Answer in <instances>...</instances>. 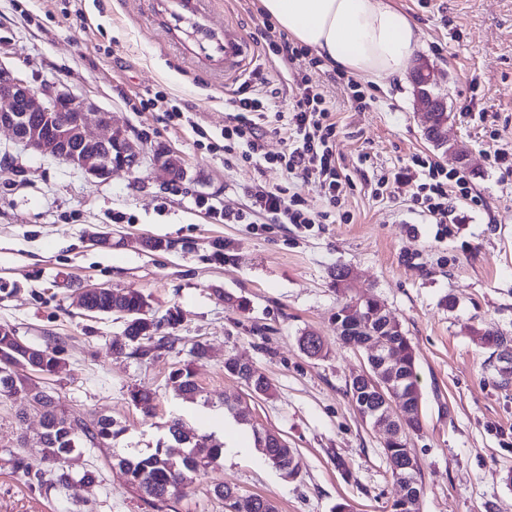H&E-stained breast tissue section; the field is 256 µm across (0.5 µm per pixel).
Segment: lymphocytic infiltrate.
Instances as JSON below:
<instances>
[{
    "instance_id": "obj_1",
    "label": "lymphocytic infiltrate",
    "mask_w": 512,
    "mask_h": 512,
    "mask_svg": "<svg viewBox=\"0 0 512 512\" xmlns=\"http://www.w3.org/2000/svg\"><path fill=\"white\" fill-rule=\"evenodd\" d=\"M272 51L291 65L296 93L283 111L273 110L268 95L256 89L225 97L224 162L256 167L273 162L284 168L288 181L272 190L255 188L249 210L234 215L205 198L199 204L219 223L249 224L254 214L262 213L271 216L275 223L307 228L326 223L332 217L350 183L336 166V125L331 120L326 96L295 68L296 62L308 58V49L285 39L273 45ZM272 120L280 122L288 140L287 152L277 157L265 153L263 145L262 129ZM402 181L415 183L414 206L442 226L448 221L452 201L478 200L463 172L445 168L420 155L413 156L395 175H377L374 193L392 195L394 185ZM304 185L316 189L326 204L325 210L316 212L309 208L300 192Z\"/></svg>"
}]
</instances>
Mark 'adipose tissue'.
Instances as JSON below:
<instances>
[{
	"instance_id": "ef3b65f1",
	"label": "adipose tissue",
	"mask_w": 512,
	"mask_h": 512,
	"mask_svg": "<svg viewBox=\"0 0 512 512\" xmlns=\"http://www.w3.org/2000/svg\"><path fill=\"white\" fill-rule=\"evenodd\" d=\"M328 64L368 78L404 76L421 37L390 0H260Z\"/></svg>"
}]
</instances>
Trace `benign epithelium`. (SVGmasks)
Here are the masks:
<instances>
[{"label":"benign epithelium","mask_w":512,"mask_h":512,"mask_svg":"<svg viewBox=\"0 0 512 512\" xmlns=\"http://www.w3.org/2000/svg\"><path fill=\"white\" fill-rule=\"evenodd\" d=\"M416 107L425 116L424 133L438 148L458 162L466 160L460 142L448 138L447 101L428 94L427 86L434 80V71L420 60L413 68ZM0 128L12 132L14 140L26 149L61 160L100 180L112 178L116 169L133 170L140 163L142 149L133 144L122 131L112 129L109 113L93 111L85 98L68 90L47 86L35 90L0 66ZM154 164L170 175L183 172L180 157L159 149L152 155ZM358 347L370 358L385 357V361L400 366L398 354L388 351V342L373 334L362 337ZM396 371L385 372L381 367L369 369L351 377L357 383H367L376 392L375 404L383 410L374 426L385 429V444L399 441L407 431L409 410L394 396L392 385Z\"/></svg>","instance_id":"obj_1"}]
</instances>
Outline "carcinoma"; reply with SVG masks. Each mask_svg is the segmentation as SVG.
I'll return each mask as SVG.
<instances>
[{
  "mask_svg": "<svg viewBox=\"0 0 512 512\" xmlns=\"http://www.w3.org/2000/svg\"><path fill=\"white\" fill-rule=\"evenodd\" d=\"M123 309L137 312L138 321H129L124 330L125 339L137 345V349L148 352L170 347L174 344L172 336H161V321L145 317L148 306L145 296L134 289L123 290L115 300ZM353 300L339 306L334 318L340 319L341 312L349 307ZM379 301L366 297L360 301L364 315L362 330L358 331L347 320L340 319L337 337L348 344L356 336H367L382 329L383 324L377 318ZM389 341L394 345L393 351L400 353L401 381L399 383L400 398L406 405L414 407L421 399L420 381L416 371V355L408 336H391ZM24 348L19 338L0 335V394L8 393L27 400L33 408L41 412L44 431L40 440L44 446V459L51 463L47 471L35 468L19 455L11 452L5 463L11 472L22 481L37 487L42 494L48 495L60 488H65L76 481L91 483L95 474L91 470L76 475L65 463L68 458L84 449V441L91 444L110 445L112 437V420L102 418L95 425L80 424L68 417L66 411L55 398L47 395L30 377H20L8 367L10 360L23 358ZM224 370L241 379L252 392L267 395L271 391L268 379L255 366L238 365L237 358L229 356L224 360ZM170 381L178 396L194 401L200 394L194 373L188 367L179 368L171 373ZM349 393L357 410H362L364 402L375 398V393L367 385L360 387L349 384ZM131 402L141 410L150 412L154 409V394L150 391L133 388L130 390ZM172 444L164 448H156L150 453H137L117 456L118 465L124 470L131 485L144 491L157 502H165L178 495L192 482L200 470L206 469L224 457V446L208 435H202L187 428L179 419H172L167 424ZM255 447L261 450L272 465L287 477L299 474V461L296 450L288 447V443L279 435L264 429L253 428ZM215 493L224 498L225 512L236 509L238 491L230 486L221 485Z\"/></svg>",
  "mask_w": 512,
  "mask_h": 512,
  "instance_id": "cac0c4a2",
  "label": "carcinoma"
}]
</instances>
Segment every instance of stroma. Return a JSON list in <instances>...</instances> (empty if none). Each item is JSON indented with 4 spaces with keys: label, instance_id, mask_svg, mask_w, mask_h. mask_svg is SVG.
Listing matches in <instances>:
<instances>
[{
    "label": "stroma",
    "instance_id": "stroma-1",
    "mask_svg": "<svg viewBox=\"0 0 512 512\" xmlns=\"http://www.w3.org/2000/svg\"><path fill=\"white\" fill-rule=\"evenodd\" d=\"M392 3L422 31L417 55L443 75L438 90L454 115L448 133L470 152L463 171L480 198L455 203L443 240L414 210V184L388 198L373 194L377 174L398 172L412 156L449 162L424 136L409 80H375V99L361 111L337 70L309 68L333 111L336 164L351 188L335 223L307 231L260 214L256 232L214 221L195 201L234 213L248 209L256 184L284 181L275 165L260 173L226 166L218 148L225 93L264 84L282 107L293 94L286 66L269 50L284 31L259 0H204L213 30L233 23L250 44L229 78L165 32L177 0H0V65L33 88L55 82L87 98L145 152L135 172L102 181L0 130V326L34 347L55 340L62 364L39 384L72 419L107 416L119 430L111 447H86L69 462L96 471L93 483L45 496L3 463L10 450L40 465L41 417L23 399L0 397V512H225L214 492L224 484L269 498L278 512H336L340 503L392 512L403 490L387 465L385 436L347 392L367 360L336 339L340 267L360 294L386 305L416 352L421 428L408 432L407 446L421 471L420 512H512V383L502 384L498 360L480 343L488 330L512 336V167L494 160L495 149L512 153V0ZM158 94L187 105L189 121L150 107ZM157 147L184 158L183 176L153 165ZM98 234L109 235L110 246L94 245ZM148 238L167 249H145ZM97 286L142 292L148 317L176 314L163 327L175 345L145 356L131 344L114 347L122 319L77 304L80 290ZM228 293L246 308L227 303ZM307 332L322 338V356L302 352ZM197 345L203 357L193 356ZM230 356L263 372L271 395L225 372ZM184 366L201 389L193 402L169 381ZM134 387L154 393L152 413L131 403ZM228 401L250 410L241 431L262 427L295 448L296 478L253 447L201 471L164 503L128 482L116 455L156 448L168 420L194 429L199 414Z\"/></svg>",
    "mask_w": 512,
    "mask_h": 512
}]
</instances>
